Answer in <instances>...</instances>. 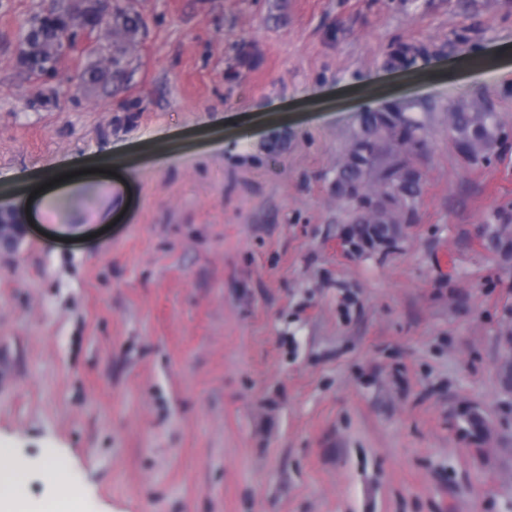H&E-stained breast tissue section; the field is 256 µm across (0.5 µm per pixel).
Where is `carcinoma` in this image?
Returning a JSON list of instances; mask_svg holds the SVG:
<instances>
[{"instance_id":"obj_1","label":"carcinoma","mask_w":512,"mask_h":512,"mask_svg":"<svg viewBox=\"0 0 512 512\" xmlns=\"http://www.w3.org/2000/svg\"><path fill=\"white\" fill-rule=\"evenodd\" d=\"M100 0H76L71 6L52 4L39 25L23 35L21 60L33 75L56 73L58 55L66 43L77 35L70 21L81 18L90 26L99 23ZM139 15L118 8L112 14V26L127 39L139 32ZM428 54L424 45H404L390 55V64L406 68L417 57ZM123 70V57L112 56V71L89 66L82 77L85 87L105 82L111 73ZM433 111L430 105H391L361 116L358 131L342 160L336 165V195L352 206L351 223L360 224L357 235L370 224H401L414 210L421 194V174L411 165L410 157L427 149L426 121L414 109ZM448 139L457 145L460 158L467 164L486 159L493 148L507 136L504 124L489 105L459 102L448 106ZM493 246L504 256H512V234L497 232L491 237ZM500 387L512 391V351L504 354L497 369ZM459 431L476 446H481L489 433V419L477 406H467L457 414Z\"/></svg>"}]
</instances>
